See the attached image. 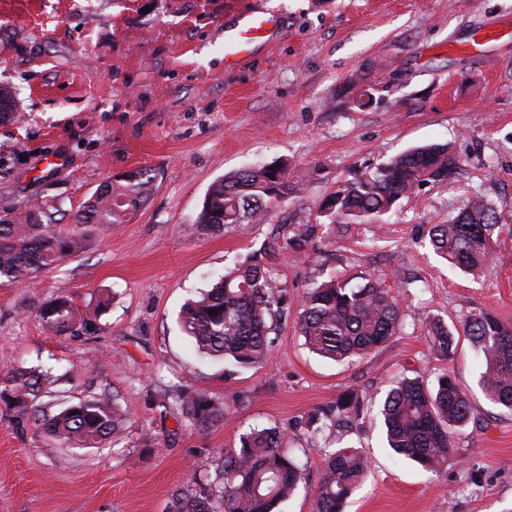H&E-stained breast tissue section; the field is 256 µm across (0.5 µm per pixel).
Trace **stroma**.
I'll return each mask as SVG.
<instances>
[{
	"label": "stroma",
	"mask_w": 512,
	"mask_h": 512,
	"mask_svg": "<svg viewBox=\"0 0 512 512\" xmlns=\"http://www.w3.org/2000/svg\"><path fill=\"white\" fill-rule=\"evenodd\" d=\"M257 8L277 28L225 69V28ZM1 86L18 116L0 120V217L37 202L72 233L104 181L142 166L159 177L129 223L24 284H0V365L53 375L36 408L105 394L127 417L115 440L71 448L0 408V512H177L189 475L219 493L225 454L269 426L306 475L279 512H312L323 450L302 421L350 389L370 402L336 434L370 470L346 512H512V411L487 399L467 338L448 360L426 337L429 320L454 326L475 310L512 323V236L473 274L451 269L427 237L476 193L512 222V0H0ZM431 143L452 146L456 178L421 186L378 222L285 246L342 183ZM274 161L288 166V197L244 228L197 224L215 181ZM271 242L288 312L268 362L242 370L198 353L182 305ZM332 275L380 278L400 301L399 333L345 363L312 353L298 328L303 294ZM58 296L88 329H43L37 311ZM447 371L472 418L455 434L459 455L428 471L387 447L379 408L397 381ZM185 389L223 419L185 417L175 402Z\"/></svg>",
	"instance_id": "1"
}]
</instances>
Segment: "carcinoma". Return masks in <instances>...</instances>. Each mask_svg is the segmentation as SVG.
<instances>
[{"label": "carcinoma", "instance_id": "obj_1", "mask_svg": "<svg viewBox=\"0 0 512 512\" xmlns=\"http://www.w3.org/2000/svg\"><path fill=\"white\" fill-rule=\"evenodd\" d=\"M459 168L448 145H425L408 150L382 165L369 178H355L328 197L320 207L318 224H301L295 237L304 241L317 227L368 224L389 213L402 198L420 185L444 182ZM280 166L243 168L216 182L206 197L197 223L203 229L251 223L264 207L280 201L290 190L288 176L277 177ZM157 179L155 170L140 167L103 182L75 214L81 232L56 228L51 213L39 204L0 219V280L25 282L61 261L82 252L96 230L129 221L145 204ZM505 224L483 196L463 201L445 224H433L427 235L434 252L465 272L488 268L493 237ZM267 250L253 253L224 272V277L181 314L186 333L198 352L222 358L240 369L252 368L271 355L278 321L286 307L285 289L278 287L264 262ZM299 327L309 349L336 362L360 359L382 346L400 329L398 298L377 280L353 284L329 278L310 288L300 302ZM217 315H209V311ZM38 317L54 336L68 335L85 324L72 299L57 297L43 305ZM460 328L477 348L484 363L482 387L493 402L512 410V325L497 315L469 312ZM427 336L432 349L452 359L458 338L440 319L431 321ZM51 384L43 372L7 369L0 374V406L17 410L18 423L31 425L69 446L95 447L116 438L126 420L107 395L91 397L57 414L27 416L26 406ZM367 397L349 390L336 401L305 418L307 428L318 433L360 416ZM188 417L205 422L216 417L208 398L195 391L178 395ZM389 448L424 467L435 469L458 453L454 434L471 415L466 391L451 373L438 377L430 388L417 378H405L392 388L381 408ZM277 427L254 428L240 438V448L224 457L226 483L222 512H273L304 480L302 465L282 443ZM367 460L356 448H339L325 454L314 512H343L348 498L367 475ZM196 476L180 493L178 512H214L203 494L195 493Z\"/></svg>", "mask_w": 512, "mask_h": 512}]
</instances>
